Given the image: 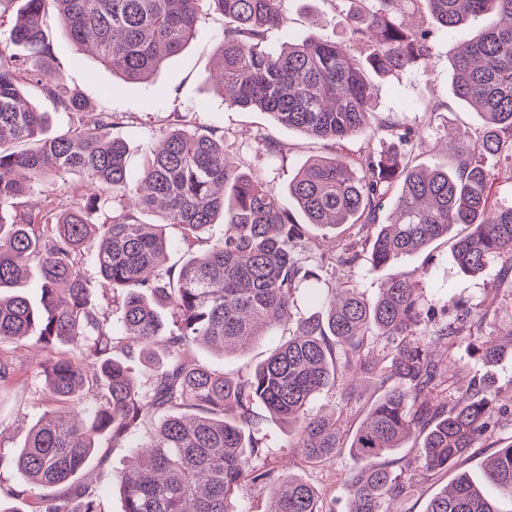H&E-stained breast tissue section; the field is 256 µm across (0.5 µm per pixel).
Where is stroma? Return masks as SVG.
<instances>
[{
	"label": "stroma",
	"mask_w": 512,
	"mask_h": 512,
	"mask_svg": "<svg viewBox=\"0 0 512 512\" xmlns=\"http://www.w3.org/2000/svg\"><path fill=\"white\" fill-rule=\"evenodd\" d=\"M288 33L300 41L314 34L343 38L346 32L344 14L334 13L326 0H286ZM207 37L188 45L170 58L151 79L128 85L113 77L111 71L95 59L82 55L78 45L64 40L57 19H50L49 30L54 43L52 68L68 91L78 94L87 103L83 112L67 113L55 109L52 101L36 86H28L27 100L40 111L50 113L52 131L89 123L95 113L112 112L123 116L125 122L113 130L114 136L124 139L129 147L131 178H139L150 150L159 138L173 127L204 132L220 130L224 143L248 170L261 175L268 187L283 193L294 174L315 156L335 153L334 144L314 141L296 130L275 124L263 112H249L227 105L212 78L220 46L224 22L217 17L202 21ZM481 19L470 20L458 33L437 37L435 55L429 63L427 76L405 74L389 79V87L377 101V121L421 128L423 142L415 151L412 163L431 168L453 162L452 146L443 137L444 128H456L478 134L483 127L479 114L466 103L456 99L451 91L450 62L460 45L469 41L482 27ZM439 105L437 115L424 112V102ZM277 143L281 152L269 157L263 149L265 142ZM428 268L425 292L429 300L443 301L464 298L479 303L490 298L494 309L491 325L485 334L499 335L512 328V290L495 289L498 264H491L476 278L462 275L454 261L452 239H442L426 251L417 253L384 269L359 261L350 275L366 295H373L387 277ZM290 324H280L259 337L249 349L237 356L225 358L200 348L196 358L211 369L229 375L247 370L264 360L272 347L288 339ZM456 360L449 365V375L457 387H466L472 377H481L500 387V402L506 411L497 418L493 437L483 439L458 470L442 471L422 484L407 502L408 512H423L426 501L449 485L458 473L482 481L483 467L497 449L496 442L512 437V357L483 363L471 357L468 343L455 350ZM44 379L30 371L20 372L14 379L0 384V451L12 453L23 445L30 428L53 409L44 395ZM260 428L266 433L272 449L268 462L277 472L298 474L323 496L332 500L336 512H347L349 490L347 479L358 464L349 449H338L327 463L305 466L294 456L295 441L287 428L273 419L264 420ZM99 456L82 471L84 479L101 488L107 512H123L118 485L106 477L107 471H121L131 460L130 449L113 447L108 437L99 439Z\"/></svg>",
	"instance_id": "stroma-1"
}]
</instances>
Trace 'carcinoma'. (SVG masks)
Masks as SVG:
<instances>
[{
    "instance_id": "1",
    "label": "carcinoma",
    "mask_w": 512,
    "mask_h": 512,
    "mask_svg": "<svg viewBox=\"0 0 512 512\" xmlns=\"http://www.w3.org/2000/svg\"><path fill=\"white\" fill-rule=\"evenodd\" d=\"M13 2L0 0V29L26 53L0 49V289L31 265L41 282L37 304L0 294V384L23 368L33 341L48 352L38 370L58 405L14 454L0 455L1 468L43 491L31 512H106L98 488L77 479L105 434L136 455L130 468L108 473L123 512H244L238 494L247 485L268 491L263 512H335L313 486L268 465L264 412L295 431L306 463H324L338 448L369 461L349 478L348 512H401L393 504L492 435L500 391L475 378L448 398V367L433 357L437 347L451 356L462 340L482 335L492 310L463 301L448 318L446 306L424 299V269L384 281L371 298L341 281L322 313L299 320L288 340L236 376L188 353H243L290 317L300 292L361 256L386 267L450 235L463 274L499 262L496 288H512V198H496L491 183L500 162L512 161V0H354L344 38L277 45L270 34H288L284 0H24L15 14ZM205 10L224 17L216 84L226 102L314 140L339 145L365 134L359 154L313 158L277 195L240 167L217 130L177 129L132 183L126 144L112 135L116 114L98 112L89 126L49 135L47 113L23 100L24 88L36 85L63 112L85 109L53 75L44 26L51 12L65 39L136 84L198 37ZM422 12L446 35L470 16L483 20L452 62L451 89L484 115V128L476 138L457 134L449 169L412 166L421 144L414 128L372 125L380 81L433 54V32L413 20ZM46 175L76 176L101 192L77 188L23 209L21 199ZM219 218L224 237L214 239ZM311 225L356 227L363 236L327 251L316 244L318 260L305 265L298 250L311 244ZM90 242L97 280L82 268ZM174 246L182 259L169 266ZM102 286L121 313L117 325L97 303ZM374 337L384 341L379 351ZM158 343L166 363L143 381L135 364ZM470 348L494 361L512 353V332L507 345L489 338ZM354 373L370 380L376 397L347 436L349 395L330 414L310 405ZM416 435L424 436L417 466L392 457ZM484 478L496 497L461 474L424 512H502L497 498L512 502V440L498 444Z\"/></svg>"
}]
</instances>
